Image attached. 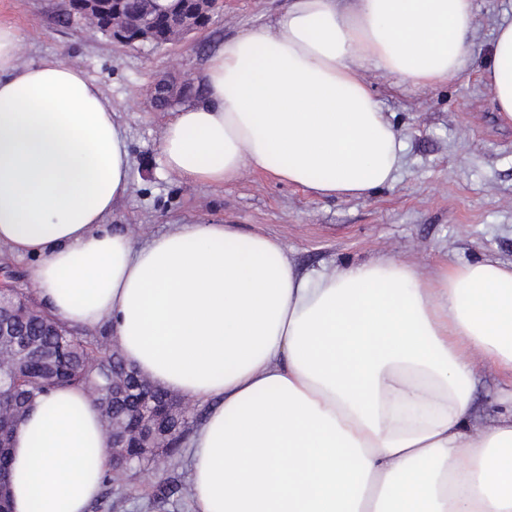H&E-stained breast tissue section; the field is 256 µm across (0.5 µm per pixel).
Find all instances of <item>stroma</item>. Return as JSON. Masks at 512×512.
Here are the masks:
<instances>
[{"label": "stroma", "mask_w": 512, "mask_h": 512, "mask_svg": "<svg viewBox=\"0 0 512 512\" xmlns=\"http://www.w3.org/2000/svg\"><path fill=\"white\" fill-rule=\"evenodd\" d=\"M288 0H226L201 31L166 46L113 41L68 20L67 0H0V21L24 36L20 61L55 56L97 82L127 130L131 189L109 219L113 229L143 245L175 222L235 224L276 235L299 270L322 271L396 255L428 270L434 259L512 261V126L503 125L483 72L496 29L512 17V0H474L470 65L448 83L422 88L396 84L374 71L366 81L399 128L404 144L394 181L371 195L318 199L263 174L224 185L186 184L163 168L161 132L169 111L150 100L160 77L202 93L201 70L224 41L269 22ZM505 386L484 374L474 393L475 423L503 411ZM190 448L182 446L164 471L144 464L115 476L88 512H193ZM179 488L150 506L153 485Z\"/></svg>", "instance_id": "35a3bbf8"}]
</instances>
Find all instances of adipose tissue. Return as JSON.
<instances>
[{"mask_svg": "<svg viewBox=\"0 0 512 512\" xmlns=\"http://www.w3.org/2000/svg\"><path fill=\"white\" fill-rule=\"evenodd\" d=\"M474 28L473 0H289L207 60L162 164L184 183L248 171L362 197L403 150L364 71L446 83ZM22 43L0 23V245L31 258L56 320L107 326L140 374L211 403L191 439L194 512H512V407L470 420L480 370L512 384V262L302 273L278 237L235 224L136 245L108 222L130 188L111 102L58 59L20 63ZM486 77L512 123V21ZM108 446L88 392L37 398L12 436V512H86Z\"/></svg>", "mask_w": 512, "mask_h": 512, "instance_id": "adipose-tissue-1", "label": "adipose tissue"}]
</instances>
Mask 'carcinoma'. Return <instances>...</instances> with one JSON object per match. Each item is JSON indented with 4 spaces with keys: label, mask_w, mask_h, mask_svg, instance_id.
I'll use <instances>...</instances> for the list:
<instances>
[{
    "label": "carcinoma",
    "mask_w": 512,
    "mask_h": 512,
    "mask_svg": "<svg viewBox=\"0 0 512 512\" xmlns=\"http://www.w3.org/2000/svg\"><path fill=\"white\" fill-rule=\"evenodd\" d=\"M0 304L14 311L33 308L29 297L14 288L0 292ZM21 332L32 344L31 354L19 365L4 363L0 375V385L13 388L11 396L0 399L3 411L0 422L8 432H13L35 397L58 388L77 386L95 396L105 429L110 433L112 416L130 419L141 390L145 389L157 406L173 411L175 419L165 427L138 431L142 447L128 449L131 464L145 463L160 456L166 459L178 451L193 423L190 412L180 400L144 380L140 384L128 383L121 398L112 401V363H121L122 357L112 349L106 330L93 333L57 323L48 332L40 324L25 323Z\"/></svg>",
    "instance_id": "obj_1"
}]
</instances>
